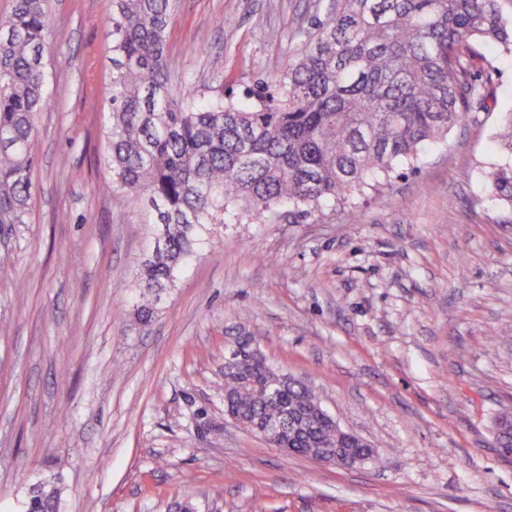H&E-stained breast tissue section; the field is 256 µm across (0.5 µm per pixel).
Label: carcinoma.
I'll return each instance as SVG.
<instances>
[{"label": "carcinoma", "mask_w": 512, "mask_h": 512, "mask_svg": "<svg viewBox=\"0 0 512 512\" xmlns=\"http://www.w3.org/2000/svg\"><path fill=\"white\" fill-rule=\"evenodd\" d=\"M177 0H112V83L104 130L107 187L119 204L147 201L162 246L142 264L147 324L160 291L176 285L198 248L226 224L280 211L297 223L390 181L474 112L486 83L471 71L472 43L512 56V22L498 0H325L292 33L284 70L246 90L208 97L169 84L166 48ZM48 0H14L0 18V224L26 223L33 192L36 116L49 102L44 56ZM512 153V111L497 133ZM512 207V165L488 175ZM224 366V408L247 425L285 412L297 425L277 443L290 454L322 448L371 454L336 431L314 391L276 370L250 336ZM61 475L30 492L26 512H60Z\"/></svg>", "instance_id": "1"}]
</instances>
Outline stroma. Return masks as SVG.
I'll list each match as a JSON object with an SVG mask.
<instances>
[{
	"instance_id": "obj_1",
	"label": "stroma",
	"mask_w": 512,
	"mask_h": 512,
	"mask_svg": "<svg viewBox=\"0 0 512 512\" xmlns=\"http://www.w3.org/2000/svg\"><path fill=\"white\" fill-rule=\"evenodd\" d=\"M317 2L179 0L169 68L242 92L281 72ZM49 10L28 219L0 224V512L54 473L61 512H512V209L487 190L512 57L478 46L489 109L417 171L316 221L225 225L143 325L157 227L113 200L101 159L112 0ZM242 331L380 465L320 466L236 425L224 351Z\"/></svg>"
}]
</instances>
